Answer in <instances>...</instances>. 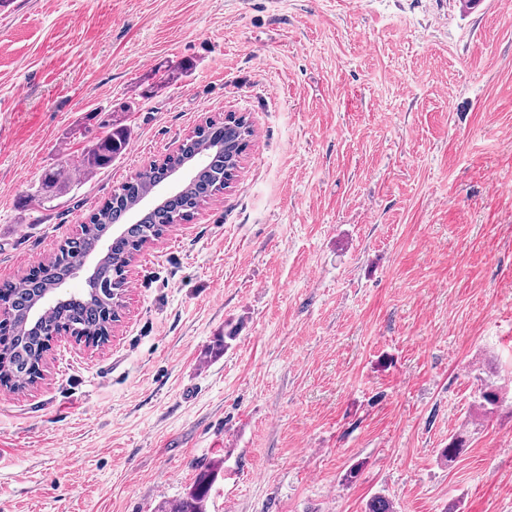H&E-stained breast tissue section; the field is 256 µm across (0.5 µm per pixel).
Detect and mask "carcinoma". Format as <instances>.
I'll use <instances>...</instances> for the list:
<instances>
[{
    "label": "carcinoma",
    "mask_w": 512,
    "mask_h": 512,
    "mask_svg": "<svg viewBox=\"0 0 512 512\" xmlns=\"http://www.w3.org/2000/svg\"><path fill=\"white\" fill-rule=\"evenodd\" d=\"M254 136L249 118L228 113L199 127L185 138L181 152L159 165L152 164L122 184L96 212L81 225L80 233L61 245L35 274L21 285H0V306L6 317L0 320V386L22 393L41 379L50 340L59 328L70 330L76 339L93 344L107 341L110 328L107 315L118 316L126 291V269L140 252L164 234L172 224L188 219L201 205L222 192L227 181L236 177L240 163ZM130 135L120 123H113L106 135L97 139L78 161L66 164V173L52 168L41 185L42 194L55 197L79 184L96 170L109 166L127 149ZM199 167L167 203L146 213L140 222L125 228L124 235L107 245L96 268L98 288L82 300L63 301L41 320L29 318L36 300L65 278L72 263L81 255L100 249V241L112 224L123 223L128 211L153 187L165 180L167 169L182 164L192 156ZM503 401L502 386L484 383L476 408L486 416ZM219 476L212 467L200 472L186 494L161 505L158 512H207L210 491Z\"/></svg>",
    "instance_id": "1"
}]
</instances>
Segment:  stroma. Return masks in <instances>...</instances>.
<instances>
[{"instance_id": "stroma-1", "label": "stroma", "mask_w": 512, "mask_h": 512, "mask_svg": "<svg viewBox=\"0 0 512 512\" xmlns=\"http://www.w3.org/2000/svg\"><path fill=\"white\" fill-rule=\"evenodd\" d=\"M227 112L239 176L131 266L114 339L0 388V512H156L213 466L208 512H512V11L0 0V283ZM114 121L125 153L43 199ZM502 386L495 381L484 383L480 389L476 408L478 412L487 416L494 412L495 408L503 401Z\"/></svg>"}]
</instances>
